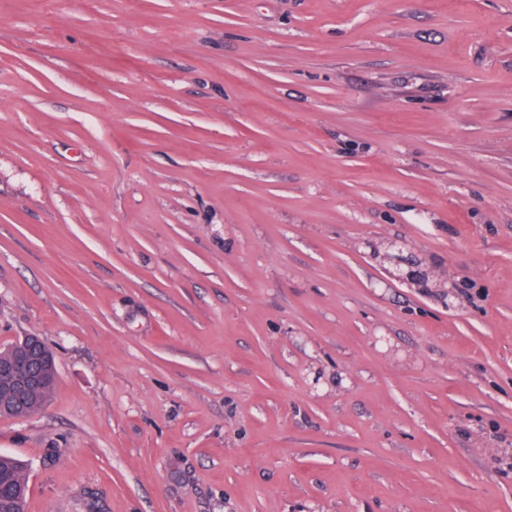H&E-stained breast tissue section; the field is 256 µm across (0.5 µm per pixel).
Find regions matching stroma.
<instances>
[{
  "instance_id": "stroma-1",
  "label": "stroma",
  "mask_w": 512,
  "mask_h": 512,
  "mask_svg": "<svg viewBox=\"0 0 512 512\" xmlns=\"http://www.w3.org/2000/svg\"><path fill=\"white\" fill-rule=\"evenodd\" d=\"M32 334L26 512H512V0H0Z\"/></svg>"
}]
</instances>
